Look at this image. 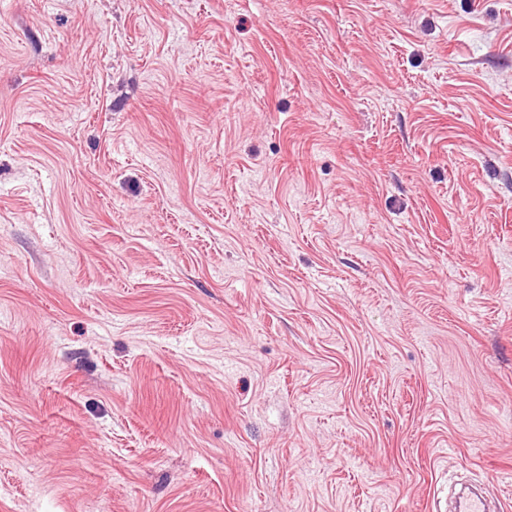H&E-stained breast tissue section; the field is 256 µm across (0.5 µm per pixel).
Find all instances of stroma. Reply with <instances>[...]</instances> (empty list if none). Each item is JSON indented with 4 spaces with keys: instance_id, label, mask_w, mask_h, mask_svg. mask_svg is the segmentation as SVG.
Masks as SVG:
<instances>
[{
    "instance_id": "1",
    "label": "stroma",
    "mask_w": 512,
    "mask_h": 512,
    "mask_svg": "<svg viewBox=\"0 0 512 512\" xmlns=\"http://www.w3.org/2000/svg\"><path fill=\"white\" fill-rule=\"evenodd\" d=\"M512 512V0H0V512Z\"/></svg>"
}]
</instances>
